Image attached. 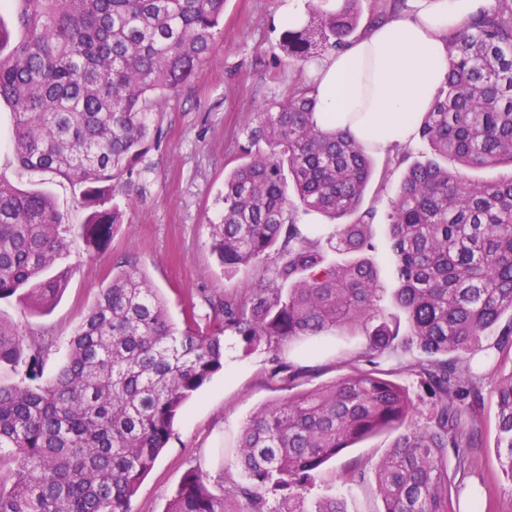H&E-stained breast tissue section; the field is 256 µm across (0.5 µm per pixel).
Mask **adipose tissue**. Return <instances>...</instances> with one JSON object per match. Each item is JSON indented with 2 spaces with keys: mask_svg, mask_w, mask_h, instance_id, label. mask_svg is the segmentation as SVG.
<instances>
[{
  "mask_svg": "<svg viewBox=\"0 0 512 512\" xmlns=\"http://www.w3.org/2000/svg\"><path fill=\"white\" fill-rule=\"evenodd\" d=\"M485 0H407L399 14L372 23L352 45L308 67L315 117L347 129L369 151L411 145L449 72L448 33Z\"/></svg>",
  "mask_w": 512,
  "mask_h": 512,
  "instance_id": "adipose-tissue-1",
  "label": "adipose tissue"
}]
</instances>
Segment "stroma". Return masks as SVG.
<instances>
[{"label":"stroma","instance_id":"stroma-1","mask_svg":"<svg viewBox=\"0 0 512 512\" xmlns=\"http://www.w3.org/2000/svg\"><path fill=\"white\" fill-rule=\"evenodd\" d=\"M283 2L224 0L223 39L195 78L163 103V134L145 158L149 170L144 180H132L115 197L125 208L122 224L98 251H87L79 241L70 245L61 261L70 270L69 283L49 312L31 310L14 298L0 301L1 322L17 327L25 340H52L46 374L62 363L69 339L106 272L125 258H136L177 322L187 302H195L200 314L208 316L209 300L250 283L246 272H225L218 262L210 247L211 226L222 211L224 175L240 161L244 127L260 104L286 95L298 77L281 47ZM12 129V109L1 104L0 178L23 189L48 190L64 223H84L87 212L80 204V187L53 174L21 170L10 146ZM404 172L388 155H374L373 176L361 203L362 209L375 212L372 232L378 249L370 259L387 290L395 286L387 213ZM267 358L261 351L226 357L224 369L185 403L166 448L132 500V512H165L191 471L201 472L215 491L224 473H238L236 444L242 426L260 407L289 394L286 386L267 380ZM312 362L320 370L300 379L299 389L330 383L349 371L333 343L325 344ZM496 414L494 398H486L481 417L488 430L482 446L468 451L480 508L471 510L464 501L460 512H512V478L495 457ZM394 438V433H380L332 459L311 487L310 497L330 494L343 498L348 512H381L383 504L372 482L344 483L337 475L356 466L374 469Z\"/></svg>","mask_w":512,"mask_h":512}]
</instances>
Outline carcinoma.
Wrapping results in <instances>:
<instances>
[{
	"mask_svg": "<svg viewBox=\"0 0 512 512\" xmlns=\"http://www.w3.org/2000/svg\"><path fill=\"white\" fill-rule=\"evenodd\" d=\"M360 0L307 12L288 30V66H304L354 41ZM224 0H17L20 37L0 26V102L14 114L12 149L24 170L82 187V224H64L50 193L0 178V300L45 311L67 288L59 260L69 243L98 250L123 211L113 203L162 131L161 104L176 96L223 33ZM450 69L419 134L465 167L512 165V0H496L448 35ZM300 80L243 129V162L224 177L212 250L224 270L250 269L256 287L208 301L221 318L201 329L196 305L184 328L136 261L110 271L83 315L56 374L51 345L24 343L0 320V512H132L131 502L166 447L183 404L224 368V337L242 355L269 354V378L288 388L313 367L286 346L335 336L349 373L273 401L237 439L244 479L224 473L215 494L192 473L166 512H348L334 496L308 497L324 464L353 443L397 436L373 473L383 512H457L448 497L472 462L495 398L497 462L512 476V368L486 378L468 356L494 332L512 363V176L473 183L432 159L412 163L389 212L397 288L407 329L385 317L384 287L365 254L375 216L360 210L370 152L349 131L316 121ZM265 144L267 150L258 149ZM310 212L337 223H303ZM330 248L355 259L329 263ZM410 364L429 415L413 419L408 391L389 379ZM455 458L448 475V454Z\"/></svg>",
	"mask_w": 512,
	"mask_h": 512,
	"instance_id": "obj_1",
	"label": "carcinoma"
}]
</instances>
